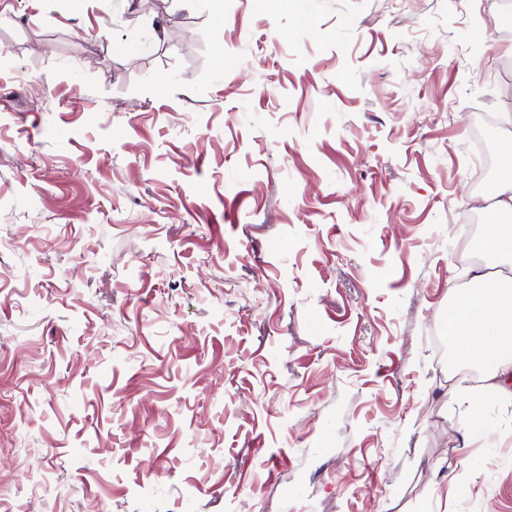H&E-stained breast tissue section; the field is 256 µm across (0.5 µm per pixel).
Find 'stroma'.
Returning <instances> with one entry per match:
<instances>
[{"label": "stroma", "instance_id": "obj_1", "mask_svg": "<svg viewBox=\"0 0 512 512\" xmlns=\"http://www.w3.org/2000/svg\"><path fill=\"white\" fill-rule=\"evenodd\" d=\"M507 14L0 0V512H512L446 339L512 264ZM500 168L504 174L492 187L493 210L485 243L488 249L512 257V139L503 140Z\"/></svg>", "mask_w": 512, "mask_h": 512}]
</instances>
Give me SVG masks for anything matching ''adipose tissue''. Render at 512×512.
Segmentation results:
<instances>
[{"label":"adipose tissue","mask_w":512,"mask_h":512,"mask_svg":"<svg viewBox=\"0 0 512 512\" xmlns=\"http://www.w3.org/2000/svg\"><path fill=\"white\" fill-rule=\"evenodd\" d=\"M502 174L491 198L493 210L485 243L488 249L512 256V139L502 142ZM479 294H467L448 317V332L459 339L460 359L487 367L490 375L512 368V282L496 280L488 273L473 275Z\"/></svg>","instance_id":"adipose-tissue-1"}]
</instances>
